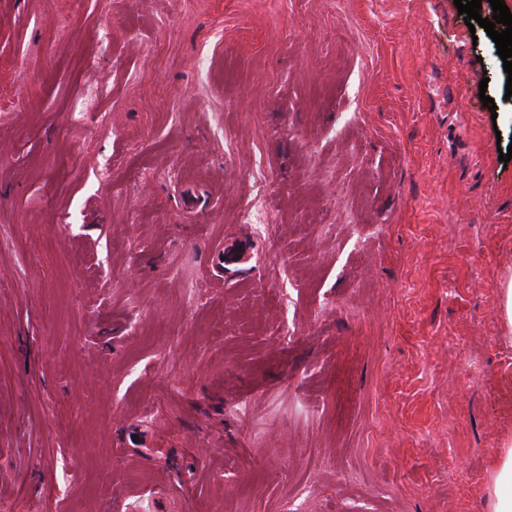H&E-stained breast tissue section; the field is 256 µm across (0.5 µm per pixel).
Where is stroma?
<instances>
[{
    "label": "stroma",
    "instance_id": "35a3bbf8",
    "mask_svg": "<svg viewBox=\"0 0 512 512\" xmlns=\"http://www.w3.org/2000/svg\"><path fill=\"white\" fill-rule=\"evenodd\" d=\"M506 82L454 0H0V512H490Z\"/></svg>",
    "mask_w": 512,
    "mask_h": 512
}]
</instances>
